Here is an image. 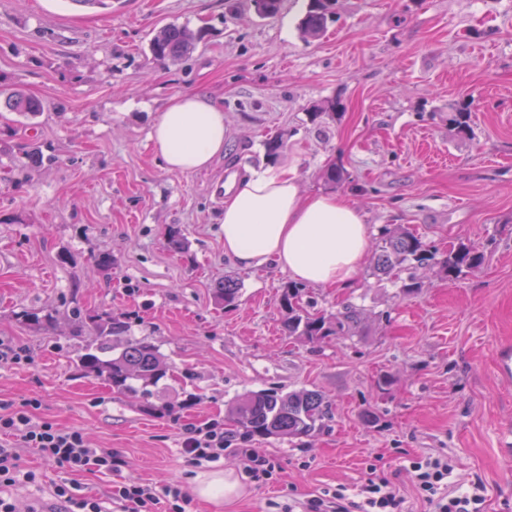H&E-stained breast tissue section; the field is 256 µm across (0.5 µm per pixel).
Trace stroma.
<instances>
[{
	"instance_id": "obj_1",
	"label": "stroma",
	"mask_w": 512,
	"mask_h": 512,
	"mask_svg": "<svg viewBox=\"0 0 512 512\" xmlns=\"http://www.w3.org/2000/svg\"><path fill=\"white\" fill-rule=\"evenodd\" d=\"M308 0H282L273 17L251 0H0V85L42 103L25 116L0 100V341L25 347L23 366L0 364V406L38 399L35 415L82 430L92 447L117 452L112 473L79 475L20 451L37 481L9 489L21 512L50 500L55 485L108 500L128 479L189 492L187 512H288L299 500L355 489L370 467L412 499L410 459L444 454L464 482L485 487V512H512V457L499 452L512 425V377L497 357L512 346V0H339V20L320 38L297 29ZM166 25L203 38L188 57L154 63L149 42ZM198 93L220 104L228 135L208 169L168 172L149 140L167 100ZM335 103L323 124L316 106ZM469 103L473 136L448 126ZM282 135L277 159L266 143ZM54 155L34 166L32 152ZM278 162L303 193H333L361 208L374 230L406 226L445 249L485 255L479 271L442 279L418 270L421 289L400 288L362 268L341 293L310 286L314 310L351 302L358 335L311 344L284 333L287 272L238 267L224 254V186ZM344 171L336 184L322 172ZM179 227L184 250L167 246ZM112 256L111 268L97 265ZM241 288L219 306L224 277ZM58 309L46 329L21 309ZM131 318L170 366L143 402L82 375L74 359L73 310ZM316 390L330 415L299 442L248 437L230 409L247 392ZM375 411L369 422L366 411ZM219 423L232 451L194 464L181 452L185 426ZM276 458L273 482L244 481L233 504L195 497L215 470L242 473L233 454Z\"/></svg>"
}]
</instances>
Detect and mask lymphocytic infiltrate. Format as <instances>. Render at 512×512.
I'll use <instances>...</instances> for the list:
<instances>
[{
  "label": "lymphocytic infiltrate",
  "mask_w": 512,
  "mask_h": 512,
  "mask_svg": "<svg viewBox=\"0 0 512 512\" xmlns=\"http://www.w3.org/2000/svg\"><path fill=\"white\" fill-rule=\"evenodd\" d=\"M40 406L30 399L20 406H5L0 411V489L32 483L36 475L22 471L20 449H38L42 458L71 472L118 470L122 461L108 448L91 447L82 431L64 428L50 420L35 417ZM224 430L218 424L185 428L182 452L195 463L216 462L224 456ZM417 500L427 512H484L485 495L481 484L465 490L453 489L448 479L454 466L447 456L426 455L409 463ZM112 500L125 512H147L149 506L166 502L168 512H186L189 503L180 486L156 488L130 481L112 489ZM298 512H408L406 499L388 477L374 475L355 493L345 488L298 501Z\"/></svg>",
  "instance_id": "obj_1"
}]
</instances>
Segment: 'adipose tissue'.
Masks as SVG:
<instances>
[{
	"label": "adipose tissue",
	"instance_id": "obj_1",
	"mask_svg": "<svg viewBox=\"0 0 512 512\" xmlns=\"http://www.w3.org/2000/svg\"><path fill=\"white\" fill-rule=\"evenodd\" d=\"M224 110L191 93L170 97L151 140L168 171L202 170L223 154ZM224 253L240 267L274 262L307 285L353 287L368 255L371 229L346 198L301 194L293 170L280 166L242 180L224 194Z\"/></svg>",
	"mask_w": 512,
	"mask_h": 512
}]
</instances>
